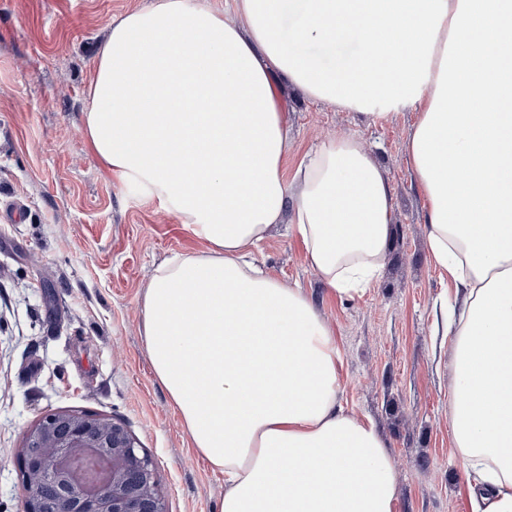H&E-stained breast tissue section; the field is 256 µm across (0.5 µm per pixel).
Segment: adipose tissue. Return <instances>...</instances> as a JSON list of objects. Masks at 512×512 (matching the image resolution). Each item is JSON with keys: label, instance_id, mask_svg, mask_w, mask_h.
<instances>
[{"label": "adipose tissue", "instance_id": "obj_1", "mask_svg": "<svg viewBox=\"0 0 512 512\" xmlns=\"http://www.w3.org/2000/svg\"><path fill=\"white\" fill-rule=\"evenodd\" d=\"M357 44L348 57L337 45ZM347 111L408 102L406 143L433 259L455 289L449 420L474 512H512V0H155L110 24L90 84L99 159L204 252L143 294L154 373L193 448L224 474L218 512H393L376 425L339 397L334 333L252 247L292 225L342 297L379 275L391 187L354 138L285 177L276 87Z\"/></svg>", "mask_w": 512, "mask_h": 512}]
</instances>
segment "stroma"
<instances>
[{"label":"stroma","instance_id":"obj_1","mask_svg":"<svg viewBox=\"0 0 512 512\" xmlns=\"http://www.w3.org/2000/svg\"><path fill=\"white\" fill-rule=\"evenodd\" d=\"M154 0H0V512H26L17 457L46 414L74 410L124 425L152 459L168 512H217L224 476L191 444L156 379L143 293L156 267L206 244L100 162L83 131L107 24ZM293 173L334 136L359 139L382 165L393 212L382 277L339 297L278 228L253 249L272 278L296 284L335 333L344 408L371 419L397 471L394 512H472L448 418V345L438 309L454 290L427 241L426 201L405 144L414 106L374 122L289 92Z\"/></svg>","mask_w":512,"mask_h":512}]
</instances>
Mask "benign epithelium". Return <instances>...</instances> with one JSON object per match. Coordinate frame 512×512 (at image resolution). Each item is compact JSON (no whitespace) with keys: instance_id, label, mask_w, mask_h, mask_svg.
Returning <instances> with one entry per match:
<instances>
[{"instance_id":"obj_1","label":"benign epithelium","mask_w":512,"mask_h":512,"mask_svg":"<svg viewBox=\"0 0 512 512\" xmlns=\"http://www.w3.org/2000/svg\"><path fill=\"white\" fill-rule=\"evenodd\" d=\"M18 466L27 512H167L152 460L106 417L46 415L27 431Z\"/></svg>"}]
</instances>
